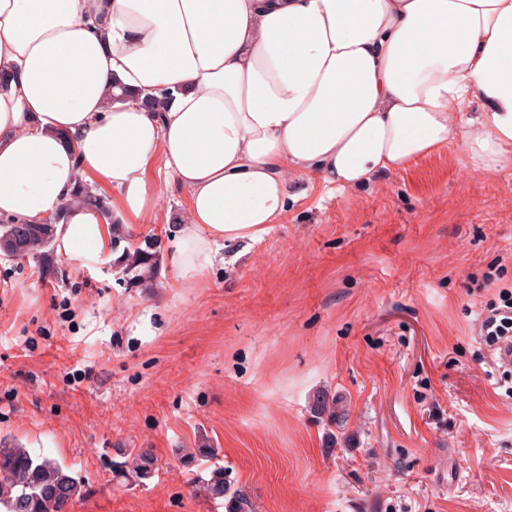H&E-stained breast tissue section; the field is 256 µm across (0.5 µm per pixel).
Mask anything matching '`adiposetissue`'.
Wrapping results in <instances>:
<instances>
[{
	"label": "adipose tissue",
	"instance_id": "obj_1",
	"mask_svg": "<svg viewBox=\"0 0 512 512\" xmlns=\"http://www.w3.org/2000/svg\"><path fill=\"white\" fill-rule=\"evenodd\" d=\"M0 73V222L114 259L113 222L171 184L185 282L280 223L293 181L360 190L455 141L512 166V0H0Z\"/></svg>",
	"mask_w": 512,
	"mask_h": 512
}]
</instances>
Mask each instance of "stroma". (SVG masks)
I'll return each mask as SVG.
<instances>
[{"instance_id":"1","label":"stroma","mask_w":512,"mask_h":512,"mask_svg":"<svg viewBox=\"0 0 512 512\" xmlns=\"http://www.w3.org/2000/svg\"><path fill=\"white\" fill-rule=\"evenodd\" d=\"M288 215L193 284L48 248L0 259V439L71 467L70 512H225L192 481L224 465L255 512H512V363L480 321L512 286V169L458 144ZM325 392L342 424L316 416ZM152 449L145 483L115 476Z\"/></svg>"}]
</instances>
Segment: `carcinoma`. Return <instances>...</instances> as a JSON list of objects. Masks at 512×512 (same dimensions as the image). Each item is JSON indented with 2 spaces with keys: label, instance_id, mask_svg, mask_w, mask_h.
Returning a JSON list of instances; mask_svg holds the SVG:
<instances>
[{
  "label": "carcinoma",
  "instance_id": "carcinoma-1",
  "mask_svg": "<svg viewBox=\"0 0 512 512\" xmlns=\"http://www.w3.org/2000/svg\"><path fill=\"white\" fill-rule=\"evenodd\" d=\"M54 239L51 224H0V244L10 246L20 259L44 255ZM153 243H128L121 262L134 281L150 278ZM132 463L116 469L122 477L142 483L152 478L156 459L146 448L129 451ZM200 491L210 499L224 501L226 512H254L250 499L233 487L224 467L214 466L210 478L197 479ZM82 493L80 480L66 465L29 449L0 442V512H67L68 505Z\"/></svg>",
  "mask_w": 512,
  "mask_h": 512
}]
</instances>
